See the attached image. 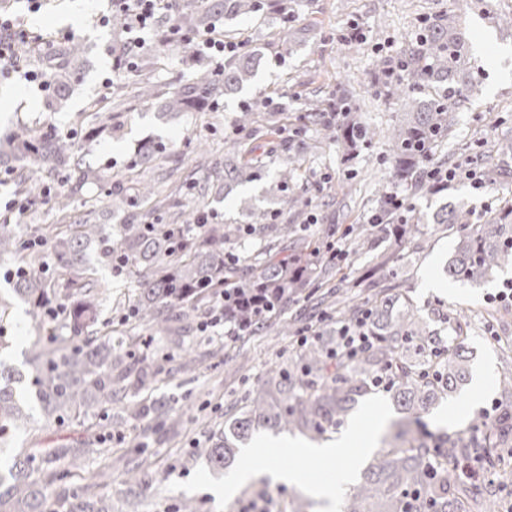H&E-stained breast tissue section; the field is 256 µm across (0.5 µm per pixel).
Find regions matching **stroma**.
Returning <instances> with one entry per match:
<instances>
[{
  "label": "stroma",
  "mask_w": 512,
  "mask_h": 512,
  "mask_svg": "<svg viewBox=\"0 0 512 512\" xmlns=\"http://www.w3.org/2000/svg\"><path fill=\"white\" fill-rule=\"evenodd\" d=\"M292 10L290 22H282L281 2ZM111 0H45L39 12L24 16L26 24L67 40L74 35L86 45V54L78 79L72 83L68 101L56 111L46 110L41 96L20 77L0 78V133L16 126L39 129L50 123L60 130L78 128L83 160L95 169H108L124 188L137 179L128 166L129 158L148 141L166 144L167 151L152 172L157 187L170 192L186 184H195V196L205 208L218 213L226 224L244 221L243 205L267 202L272 198L274 171L265 177L238 187L225 195L223 183L212 162H194L187 157L185 143L203 139L213 148L214 160L224 157V140L235 132L234 122L242 104L268 101L269 111L280 119L281 136L288 141L292 155L304 176L307 211L315 222L307 236L313 246H321V230H333L331 238L341 252L336 264L337 277L359 282L373 263L369 253H358L345 231L352 224L368 227L378 249L392 246L380 225L371 223L376 210L377 191L388 180L390 167L385 140L356 152L344 160L341 152L319 147L314 130L294 136L296 117L311 100L332 98L338 87H345L360 106L361 117L369 124L387 128L402 116L388 88L370 83L369 72L388 58L391 51L403 50L426 20L439 15H455L456 27L464 33L468 57L474 64V90L455 110L453 132L436 148L444 168H478L484 179L483 190H475L466 178L449 182L441 193L419 197L405 184L395 191L412 204L407 221L421 225L429 239L422 249L405 245L400 260L401 288L414 305L427 316L431 328L447 332L443 316L459 317L468 335L470 372L486 371L484 388L467 384L460 394L441 402L439 411L457 410L454 432L468 433L481 411L498 398L497 376L500 354L512 348V303L497 302L496 294L512 281V268H505L487 281L474 284L451 281L442 267L453 253L458 233L444 231L433 223L432 215L440 207L451 205L466 213L473 224L512 206V156L493 154L496 142L512 141V27L503 24L512 15V0H469L464 12H456L455 0H271L266 14L259 19L240 17L226 22L231 37L247 39L262 62L251 82L234 97L223 100L216 112L161 113L159 108L143 106L136 97V84L150 77L157 90L168 93L191 79L194 67L186 62L182 45L161 46L148 39L135 61L133 73L123 77V104L112 110V128L95 131L96 119L85 112L86 101L101 95V81L112 68V49L123 43V35L111 26H100L96 19L111 15ZM359 26L363 38L346 40L351 26ZM95 185H87L72 205L74 220H87L112 232L127 223L130 214L139 222L154 223L150 204L135 201L111 207L101 203L85 207L87 199L97 197ZM0 299L9 307L0 318V334L7 336L8 347L0 358L30 374L28 362L34 345L42 342L54 324L32 320L27 304L14 296L7 281L0 279ZM164 347L167 358L157 380L142 389L138 398L145 403L167 404L170 415L165 425L151 420L129 422L121 432L104 430L97 418H88L84 427L60 425L36 418L28 428L15 433L12 449L69 448L84 439L104 443L107 451L87 454L85 470L75 471L65 483L51 486L49 496L55 507L65 497L85 488L93 474L110 465L112 480L97 487V494L112 498V512H174L185 498L192 499L198 512H225L223 501L211 492L212 483L224 480L205 463L204 450L211 434L223 424L225 414L241 405L250 391L264 379L269 366L286 360L295 350L294 336H253L230 340L204 336L197 327L183 336L154 337ZM197 344L194 371L182 368V345ZM288 434H256L247 445L251 454H239L236 464L259 466L276 462L278 468L293 467L294 459L284 443ZM140 465L150 472V487L128 500L124 490L125 470Z\"/></svg>",
  "instance_id": "1"
}]
</instances>
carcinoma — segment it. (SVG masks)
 Listing matches in <instances>:
<instances>
[{"mask_svg": "<svg viewBox=\"0 0 512 512\" xmlns=\"http://www.w3.org/2000/svg\"><path fill=\"white\" fill-rule=\"evenodd\" d=\"M182 27L190 36L181 41L185 51L195 44L191 34L212 27L216 20L255 17L269 8L268 0H200L193 7L177 0ZM464 34L449 17L425 22L403 58L401 78L389 85L403 108V119L388 136L391 159L389 182L411 185L416 195L431 193L434 184L425 167L440 166L434 148L448 137L453 126L451 111L467 97L473 83H458L456 75L465 51ZM52 81L47 106L56 110L67 99L84 48L73 40L59 51H43ZM260 56L244 44L240 53L224 61V73L200 63L194 80L161 99L153 86L140 87L139 100L165 112L216 110L221 97L237 93L249 82ZM359 107L346 90L323 102H312L298 116L293 135L310 122L318 126L326 145H339L351 155L370 145L375 129L354 117ZM257 110L244 108L236 119V135L228 138L224 152V195L260 176L263 158L252 155L247 137ZM164 152L146 144L130 160V168L145 171ZM287 145L272 143L271 156L280 159L276 171V209L248 208L244 224H207L196 227L201 204L192 192L181 203L182 224H122L116 235L101 225L84 221L56 224L48 229L55 256V276L40 271L41 257L26 248L18 225L0 221V256L13 260L10 270L16 297L44 312L48 304H60L59 318L67 335L54 332L35 346L29 361L35 365L30 380L41 412L48 420L74 423L90 416L112 424V405L128 417L148 416L166 420L162 402L147 407L135 393L155 381L162 366L157 356L137 355L112 343L98 329L103 285L92 276L97 268H112V254L128 259L125 276L133 279L135 298L129 301L123 323L130 330L146 329L152 336H171L176 323H191L211 311L210 303L221 293L248 297L259 290L272 297L273 310L258 319L242 307H228L227 314L247 323L245 336H289L295 320L287 313L314 291L325 288L322 301L334 307L336 322L348 326L366 321L369 343L352 357L336 356L338 337L329 335L309 343L267 372V380L234 408L224 426L213 433L205 450L211 469L222 471L234 460L239 443L253 432L299 434L311 441L333 437L357 404L383 393L398 410L421 415L442 400L461 391L468 375L467 337L462 330L448 338L429 327L418 309L397 285L399 257L383 253L371 269L369 287L375 292L362 301L346 297L343 280L336 279L335 257L324 259L309 249L303 224H278L285 211L303 215L300 174ZM21 174L22 191L40 195L47 175H65L64 190L56 193L52 207L70 209L74 195L96 184L107 202H125L124 190L106 172L83 169L77 161L76 138L48 130L43 133L18 128L0 142V171ZM381 193L375 218L387 224L394 244L426 242L419 224H400ZM452 232L465 224L455 210L446 207L433 217ZM512 267V219L493 217L461 235L445 266L448 278L479 283L497 271ZM23 377L0 360V447L13 439L14 431L29 422L26 401L20 394ZM388 451L375 455L342 505V512H497L494 488H475L462 480L459 469L477 459L494 465L498 450L512 448V406L480 418L467 436L411 434L399 428L385 440ZM85 448H29L7 461L8 475L0 474V512H46L44 487L64 482L79 467ZM69 459V468L58 462ZM130 495L146 487L151 477L133 467ZM65 512H112V497L82 490L72 494Z\"/></svg>", "mask_w": 512, "mask_h": 512, "instance_id": "obj_1", "label": "carcinoma"}]
</instances>
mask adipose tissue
<instances>
[{"mask_svg": "<svg viewBox=\"0 0 512 512\" xmlns=\"http://www.w3.org/2000/svg\"><path fill=\"white\" fill-rule=\"evenodd\" d=\"M352 433V428H345L336 442L320 448H310L298 443L290 444L288 452L298 459L299 464L297 467L278 469L269 466L260 469L248 465L243 466L235 474L226 477L223 486L215 488L214 495L218 498H232L242 484L264 476L270 477L271 480L276 483L296 485L301 483L305 476V462L314 459H322L335 462L337 469L334 479L316 486L314 494L318 499L322 500L324 512H334L339 492L345 489L352 481L350 472L346 468L340 467L338 464L339 459H341L347 451L348 440Z\"/></svg>", "mask_w": 512, "mask_h": 512, "instance_id": "ef3b65f1", "label": "adipose tissue"}]
</instances>
